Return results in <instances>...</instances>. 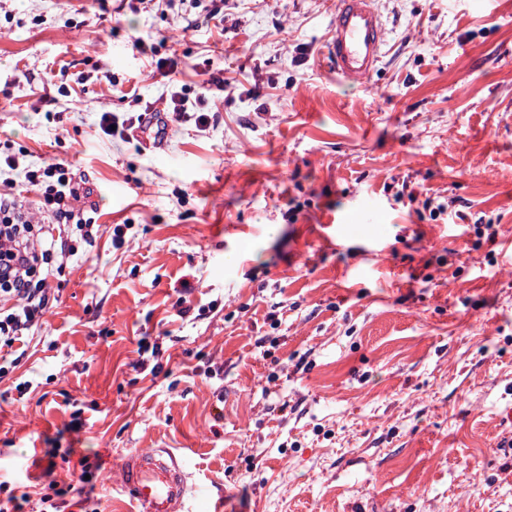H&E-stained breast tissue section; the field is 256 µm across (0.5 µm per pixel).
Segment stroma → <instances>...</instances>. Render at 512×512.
Here are the masks:
<instances>
[{"label":"stroma","mask_w":512,"mask_h":512,"mask_svg":"<svg viewBox=\"0 0 512 512\" xmlns=\"http://www.w3.org/2000/svg\"><path fill=\"white\" fill-rule=\"evenodd\" d=\"M375 5L384 55L348 83L330 0H0V183L33 210L22 167L69 164L100 226L0 348L20 512L52 480L80 512L83 458L127 512L138 448L175 454L192 512H512V0ZM176 91L206 130L98 125Z\"/></svg>","instance_id":"35a3bbf8"}]
</instances>
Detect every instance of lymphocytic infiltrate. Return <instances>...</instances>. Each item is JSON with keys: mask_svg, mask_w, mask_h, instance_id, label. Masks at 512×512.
I'll return each mask as SVG.
<instances>
[{"mask_svg": "<svg viewBox=\"0 0 512 512\" xmlns=\"http://www.w3.org/2000/svg\"><path fill=\"white\" fill-rule=\"evenodd\" d=\"M27 182L42 187L39 209L46 223H32L21 205L0 192V339L12 344L37 326L52 297L47 277L56 258L73 249L54 227L76 225L86 244H93L94 223L86 215L90 189L80 187L64 164L53 163L25 172Z\"/></svg>", "mask_w": 512, "mask_h": 512, "instance_id": "f902f5d3", "label": "lymphocytic infiltrate"}]
</instances>
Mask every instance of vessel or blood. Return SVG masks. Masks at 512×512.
<instances>
[{
    "label": "vessel or blood",
    "instance_id": "vessel-or-blood-1",
    "mask_svg": "<svg viewBox=\"0 0 512 512\" xmlns=\"http://www.w3.org/2000/svg\"><path fill=\"white\" fill-rule=\"evenodd\" d=\"M325 55L337 76L361 82L375 70L385 30L374 0H334ZM114 488L129 499L132 512H191L188 477L168 450H134L120 462Z\"/></svg>",
    "mask_w": 512,
    "mask_h": 512
}]
</instances>
